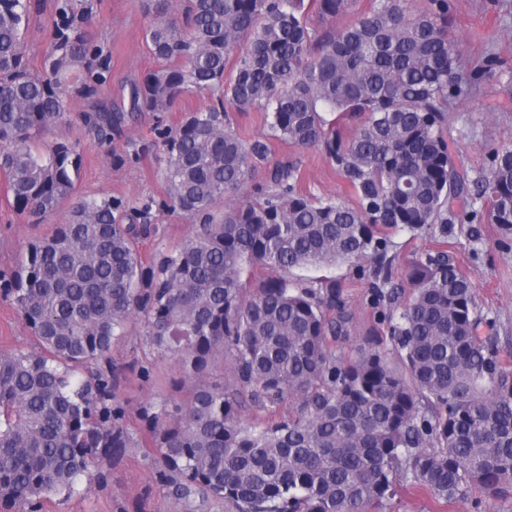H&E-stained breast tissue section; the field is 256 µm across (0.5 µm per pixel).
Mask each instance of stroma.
Returning a JSON list of instances; mask_svg holds the SVG:
<instances>
[{"label": "stroma", "instance_id": "35a3bbf8", "mask_svg": "<svg viewBox=\"0 0 512 512\" xmlns=\"http://www.w3.org/2000/svg\"><path fill=\"white\" fill-rule=\"evenodd\" d=\"M453 3L454 28L461 38L465 57L475 60L492 50L512 63V0H501L497 6L492 0H453ZM149 24L141 0H101L86 25L90 36L105 40L112 49V83L106 94L113 101L127 97L131 83L158 65L144 38ZM206 104V98L182 94L161 118L147 112L128 121L108 148L101 146L80 122L59 128V135L79 142L83 150V164L76 181L77 197L111 195L131 204L148 197H161L164 182L154 155L145 154L136 161L129 160L128 155L151 141L156 120L176 127L186 120L190 111ZM234 127L244 140L268 139L270 161L287 158L296 161L297 188L304 195L354 204L352 189L321 149H303L269 139L264 116L256 111L236 117ZM448 135L458 151L457 163L467 168L470 175H477L487 167L492 149L512 147V92L496 83L482 86L479 92L449 109ZM112 149L126 155V162L113 163L108 156ZM68 211L64 205L55 215L40 220L18 214L0 185V270L13 268L32 240L52 236ZM150 224V236L139 244L146 259L156 252L181 246L192 233L191 222L176 213L152 212ZM387 241L389 253L395 258L393 279L398 283L405 282L407 262L414 254L437 246L434 238L420 230L392 231ZM447 250L475 283L476 306L493 321L494 335L512 340V233H503L495 224L455 223L448 227ZM278 277L285 278L292 288L299 285L317 288L332 281L340 285L349 313L347 349L361 344L370 332L385 335L386 327L380 316L390 312L391 306L373 302L368 262L295 269L284 274L260 269L252 280L258 283ZM36 347L37 341L22 316L9 301L0 298V354L32 351ZM111 359L115 400L124 410L121 424L130 436V446L113 460L103 486L68 497L50 496L44 500L41 512H230L223 501L214 498L176 500L156 478L155 450L142 427L140 408L149 402L184 397V390L172 385L178 376L176 364L158 362L143 324L137 321L113 345ZM154 365L161 367L165 381L155 383L141 376V368ZM374 512H512V497L487 496L479 506L468 497L448 505L436 503L424 491L400 486Z\"/></svg>", "mask_w": 512, "mask_h": 512}]
</instances>
